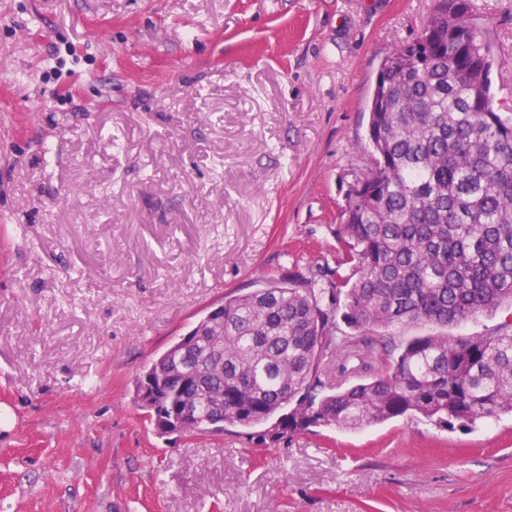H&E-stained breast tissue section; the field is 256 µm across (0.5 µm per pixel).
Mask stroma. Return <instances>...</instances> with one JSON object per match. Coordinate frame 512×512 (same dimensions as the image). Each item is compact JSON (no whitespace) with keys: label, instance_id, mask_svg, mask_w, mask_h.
Instances as JSON below:
<instances>
[{"label":"stroma","instance_id":"obj_1","mask_svg":"<svg viewBox=\"0 0 512 512\" xmlns=\"http://www.w3.org/2000/svg\"><path fill=\"white\" fill-rule=\"evenodd\" d=\"M491 29L512 109V0ZM437 0H0V512H512V416L159 435L143 368L335 264L381 60Z\"/></svg>","mask_w":512,"mask_h":512}]
</instances>
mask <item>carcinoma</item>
<instances>
[{
  "mask_svg": "<svg viewBox=\"0 0 512 512\" xmlns=\"http://www.w3.org/2000/svg\"><path fill=\"white\" fill-rule=\"evenodd\" d=\"M437 41L404 44L375 81L368 165L349 194L336 265L305 281L224 298L135 381L161 434L263 440L317 427L358 429L403 416L470 428L512 414V329L412 336L370 329L457 326L512 306V123L491 92L489 29L469 0H439ZM342 316L351 332L337 326ZM178 374L156 385L146 379Z\"/></svg>",
  "mask_w": 512,
  "mask_h": 512,
  "instance_id": "carcinoma-1",
  "label": "carcinoma"
}]
</instances>
